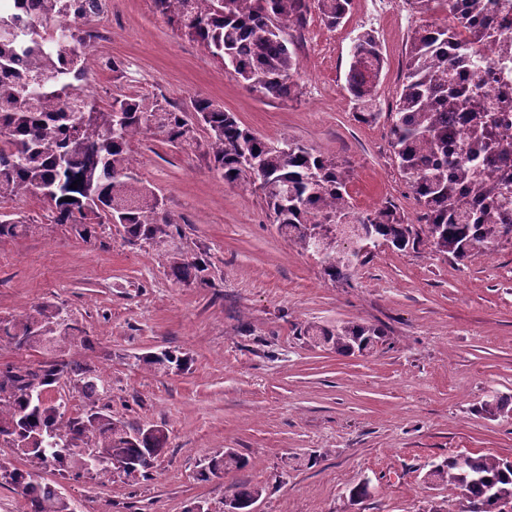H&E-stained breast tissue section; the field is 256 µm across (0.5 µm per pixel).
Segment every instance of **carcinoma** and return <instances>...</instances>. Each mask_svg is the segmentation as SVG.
Listing matches in <instances>:
<instances>
[{
    "instance_id": "obj_1",
    "label": "carcinoma",
    "mask_w": 512,
    "mask_h": 512,
    "mask_svg": "<svg viewBox=\"0 0 512 512\" xmlns=\"http://www.w3.org/2000/svg\"><path fill=\"white\" fill-rule=\"evenodd\" d=\"M439 2L448 21L418 26L406 52L403 88L388 113L399 171L422 208L425 236L439 254L456 261L512 240V143L501 139L502 113L487 103L490 73L477 47L491 45L512 59V34L503 30L484 0H407L419 13ZM167 22L203 44L224 68L251 91L288 98L299 59L289 30L300 29L315 7L324 24L339 26L351 0H153ZM106 0H4L0 3V200L40 197L53 222L83 241L97 227L117 224L127 244L148 249L165 273L184 285H205L208 264L188 254L181 225L141 179L131 154L132 140L152 130L172 145L195 140L197 126L208 131V154L224 181L259 185L277 232L302 251L321 256L324 273L345 279L346 250L366 233L379 244L404 250L421 242L414 225L390 202L367 214L354 212L347 188L348 166L299 143L275 144L243 126L220 104L198 98L186 110L169 102L116 94L100 105L82 88L88 48L97 38L89 23L104 13ZM385 64L371 31L353 46L347 89L355 119L373 123L377 86ZM77 183V188L70 185ZM312 224L326 227L321 244L307 235ZM32 225L0 214V239L30 232ZM300 334L314 344L350 355L366 352L384 336L374 326L341 323L307 325ZM89 340L74 323L61 322L59 306L43 302L19 318L0 317V349L38 348L50 359L0 367V445L20 451L28 469L0 475L29 505L30 512H73L70 502L43 473H82L73 449L92 440L112 466L96 472L148 473L168 444L161 429L139 428L91 405L71 415L52 398L29 400L32 387L52 392L61 379L82 384L86 398L97 376L71 350ZM186 359L171 351L135 357L153 372L181 370ZM246 465L228 448L211 457L201 480L218 478ZM428 482L460 491L466 512H494L497 500L512 502V462L494 455H453L433 466ZM262 489L232 487L230 500L247 512Z\"/></svg>"
}]
</instances>
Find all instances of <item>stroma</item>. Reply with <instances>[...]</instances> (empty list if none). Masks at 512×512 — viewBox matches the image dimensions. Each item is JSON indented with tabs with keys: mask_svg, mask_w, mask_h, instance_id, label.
I'll return each instance as SVG.
<instances>
[{
	"mask_svg": "<svg viewBox=\"0 0 512 512\" xmlns=\"http://www.w3.org/2000/svg\"><path fill=\"white\" fill-rule=\"evenodd\" d=\"M106 13L90 48L87 93L104 102L116 93L157 96L185 108L212 99L260 137L347 162L358 212L390 201L418 224L386 115L402 88L412 30L427 18L447 21L444 8L399 14L353 0L335 28L311 10L294 34L300 67L288 99L250 91L153 0H107ZM367 30L385 58L372 124L355 120L346 89L353 44ZM110 59L122 62L121 80ZM197 138L180 148L148 130L131 150L189 253L208 260V284L172 280L151 251L126 245L118 226L102 225L87 243L52 223L37 197L0 204L34 226L0 240V316L41 302L63 308L91 340L75 355L99 377L97 405L169 436L150 476L76 480L51 471L49 482L77 512H189L200 500L225 512L238 482L263 487L259 512H463L457 490L431 487L424 476L457 453L512 460V412L482 409L496 397L512 400V243L462 261L425 243L380 246L332 281L317 255L277 234L255 188L224 182L203 147L205 131ZM312 322L373 325L385 337L370 352L342 356L300 336ZM164 350L187 357L186 368L156 374L133 364ZM227 448L246 466L199 480ZM362 482L369 496L351 499Z\"/></svg>",
	"mask_w": 512,
	"mask_h": 512,
	"instance_id": "1",
	"label": "stroma"
}]
</instances>
